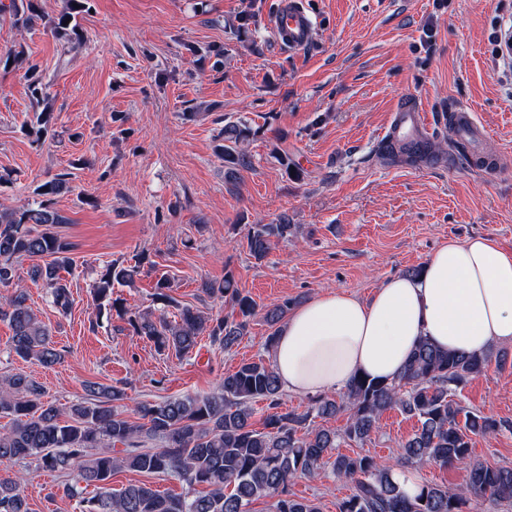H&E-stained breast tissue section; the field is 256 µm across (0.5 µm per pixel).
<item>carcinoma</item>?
Listing matches in <instances>:
<instances>
[{"instance_id":"1","label":"carcinoma","mask_w":512,"mask_h":512,"mask_svg":"<svg viewBox=\"0 0 512 512\" xmlns=\"http://www.w3.org/2000/svg\"><path fill=\"white\" fill-rule=\"evenodd\" d=\"M89 0H61L56 17L49 21L52 34L67 45H79L83 35L76 16ZM15 23L32 27L42 19L32 0H11ZM28 87L36 101L44 98L45 76L35 64L26 70ZM255 135L241 122L229 123L219 134L217 154L224 160L225 178L234 182L251 160L241 145ZM384 166L436 165L444 161L441 144L434 136L420 143L385 137L375 149ZM73 173L60 172L38 186L42 200L0 211V286L12 288L0 304V318L8 320L15 356L35 359L45 367L59 363L61 354L51 332L28 304V294L17 276L18 266L33 261L28 274L50 290L53 305L67 311L72 304L70 284L60 270L72 265L75 246L57 227L69 218L52 207L53 198L72 190ZM298 226L282 216L276 224H251L245 236L249 255L264 260L275 241L297 234ZM145 257L133 265L106 264L91 288L97 308L115 310L127 317L133 331L148 338L155 349L178 358L191 354L201 336L224 349L244 336L257 304L243 293L228 271L222 281H205L201 291L224 301L225 316L205 315L188 306L176 318L165 314L130 311L112 288L131 284ZM174 281L157 279L153 298L165 307L176 304L171 295ZM293 302L285 299L266 311L271 332L265 346L272 349L278 325ZM489 354L465 355L441 351L421 342L401 373L392 381L356 377L343 395H318L302 413L280 408L282 388L271 363L262 360L241 364L224 375L214 390L193 396L141 405L142 422H134L120 410L128 399L118 385L86 386L85 400L69 407L68 414L42 401V387L25 374L0 379V416L12 417V425L0 430V465L34 457L37 469L75 473L76 484L64 494L79 498L80 512H249L258 501L272 500L271 512H320L312 500L297 499L289 483L301 476L315 478L325 469L352 484L353 492L341 501L338 512H464L466 500L444 487L422 484L415 494L393 476L390 463L372 456L335 452L336 432L315 424L341 411L349 416L341 437L363 442L378 429L381 416L391 408L417 419L418 426L401 446L400 463L414 467L426 461L443 466L465 464L468 489L492 506L512 503V467H497L471 460V437L491 436L507 424L466 411L454 396L466 379L484 373ZM268 402L263 428L254 427L253 404ZM127 468L140 473L173 474L185 492L165 495L142 484L120 490L110 487L112 471ZM34 472L0 475V512H30L27 490ZM93 487L84 496L78 484Z\"/></svg>"}]
</instances>
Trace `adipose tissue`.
I'll list each match as a JSON object with an SVG mask.
<instances>
[{
	"label": "adipose tissue",
	"instance_id": "1",
	"mask_svg": "<svg viewBox=\"0 0 512 512\" xmlns=\"http://www.w3.org/2000/svg\"><path fill=\"white\" fill-rule=\"evenodd\" d=\"M423 339L467 355L512 343V252L485 237L451 241L369 298L319 292L280 327L271 362L290 393H335L358 375L394 380Z\"/></svg>",
	"mask_w": 512,
	"mask_h": 512
}]
</instances>
